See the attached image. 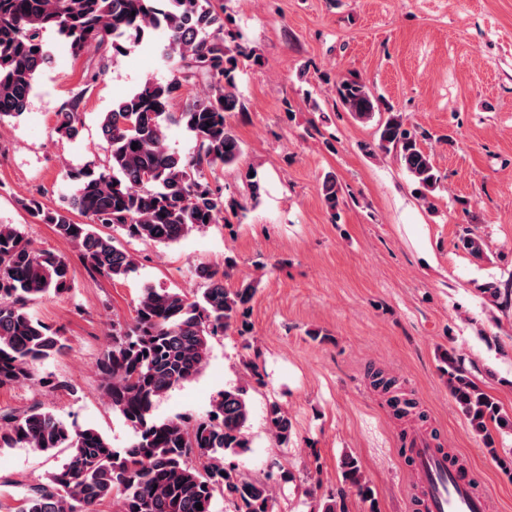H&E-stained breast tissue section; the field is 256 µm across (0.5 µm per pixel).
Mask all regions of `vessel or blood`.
Returning <instances> with one entry per match:
<instances>
[{
  "label": "vessel or blood",
  "instance_id": "vessel-or-blood-1",
  "mask_svg": "<svg viewBox=\"0 0 512 512\" xmlns=\"http://www.w3.org/2000/svg\"><path fill=\"white\" fill-rule=\"evenodd\" d=\"M405 454L411 460L409 491L420 512H489L488 498L469 471L435 447L430 436L412 432L405 441Z\"/></svg>",
  "mask_w": 512,
  "mask_h": 512
}]
</instances>
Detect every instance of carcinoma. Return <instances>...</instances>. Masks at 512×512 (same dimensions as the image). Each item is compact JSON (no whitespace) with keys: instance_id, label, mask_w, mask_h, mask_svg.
Listing matches in <instances>:
<instances>
[{"instance_id":"1","label":"carcinoma","mask_w":512,"mask_h":512,"mask_svg":"<svg viewBox=\"0 0 512 512\" xmlns=\"http://www.w3.org/2000/svg\"><path fill=\"white\" fill-rule=\"evenodd\" d=\"M150 30L167 36L169 79L145 80L104 113L105 158L71 174L76 189L67 205L49 209L34 194L23 202L33 222L52 225L58 236L76 245L88 268L112 280L135 272L136 262L99 227L169 246L224 221L225 211L237 206L210 177L236 164L242 154L227 116L243 111L236 93L241 59L257 65L260 58L235 44L223 0H0V122L27 110L35 74L51 61L46 33L63 36L73 56L93 46L115 60L140 46ZM199 84L206 87L204 93L188 99L181 111H170L183 92ZM334 87L336 101L358 120L387 113L377 125L378 148L396 153L418 199L434 207L431 197L440 176L402 114L355 77H341ZM87 91L73 92L56 112L59 138L78 136ZM171 124L191 133L192 152L180 155L168 149ZM320 192L331 219L340 218L344 198L335 173L325 174ZM75 212L88 222L74 221ZM461 246L476 260L486 256V243L478 236L462 238ZM234 265L228 258L222 270L199 267L202 288L192 294L147 286L130 320L112 323L97 370L108 405L133 430L127 447L114 448L96 429L68 423L40 405L0 415V450L67 452L44 480L22 485L7 512H97L107 500L114 512H213L218 493L235 512H272V486L244 478L226 461L251 447L245 387L224 389L203 415L158 419L153 414L158 399L200 374L211 337L242 336L248 330L256 288L251 282L233 289L224 285ZM70 271L66 257L36 248L17 225L0 224V388L23 382L69 388L64 380L35 376L34 366L64 353L67 344L61 329L35 317L30 308L46 296L67 292ZM482 293L512 302L509 287L488 283ZM444 363L451 397L471 427L484 434L500 467L512 473V458L497 456L490 436L493 426L511 429L512 419L470 378L459 358L449 352ZM266 424L279 444L290 441L292 421L279 403H269ZM340 468L343 482L356 488L370 512H378L357 459L344 456Z\"/></svg>"}]
</instances>
